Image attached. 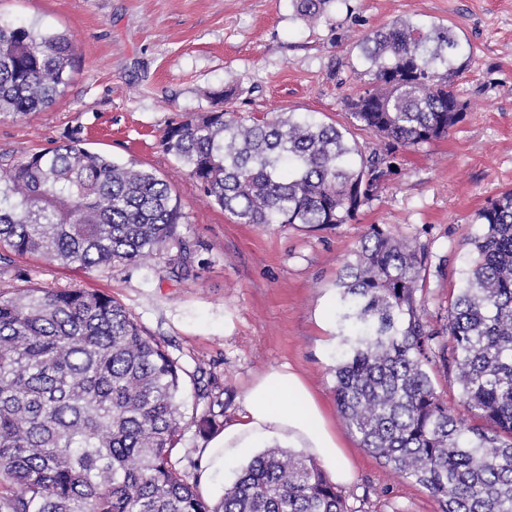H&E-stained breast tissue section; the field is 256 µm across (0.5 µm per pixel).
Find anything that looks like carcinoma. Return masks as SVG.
Wrapping results in <instances>:
<instances>
[{
	"instance_id": "cac0c4a2",
	"label": "carcinoma",
	"mask_w": 512,
	"mask_h": 512,
	"mask_svg": "<svg viewBox=\"0 0 512 512\" xmlns=\"http://www.w3.org/2000/svg\"><path fill=\"white\" fill-rule=\"evenodd\" d=\"M316 24L337 0H294ZM369 88L350 118L383 147L366 152L334 124L218 109L168 125L163 151L238 224H347L393 173L396 153L448 135L463 113L460 43L444 25L396 21L359 43ZM69 38L0 22V112L48 108L69 81ZM187 217L170 184L134 159L70 136L0 171V250L50 264L189 267ZM470 262L431 328L417 301L428 250L372 229L337 282L344 349L336 407L362 447L426 488L441 512H512V190L474 216ZM448 347L436 346L441 333ZM440 365L475 423L438 394ZM183 370L111 296L84 288L0 292V512H349L310 459L253 456L212 506L171 460Z\"/></svg>"
}]
</instances>
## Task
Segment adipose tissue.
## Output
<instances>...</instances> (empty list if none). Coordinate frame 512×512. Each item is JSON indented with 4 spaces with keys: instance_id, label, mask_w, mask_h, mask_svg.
I'll use <instances>...</instances> for the list:
<instances>
[{
    "instance_id": "adipose-tissue-1",
    "label": "adipose tissue",
    "mask_w": 512,
    "mask_h": 512,
    "mask_svg": "<svg viewBox=\"0 0 512 512\" xmlns=\"http://www.w3.org/2000/svg\"><path fill=\"white\" fill-rule=\"evenodd\" d=\"M240 422L227 427L208 446L212 470L259 445L304 448L317 455L338 483L351 481L354 464L311 389L293 371H272L244 395Z\"/></svg>"
}]
</instances>
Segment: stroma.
I'll return each mask as SVG.
<instances>
[{
	"instance_id": "1",
	"label": "stroma",
	"mask_w": 512,
	"mask_h": 512,
	"mask_svg": "<svg viewBox=\"0 0 512 512\" xmlns=\"http://www.w3.org/2000/svg\"><path fill=\"white\" fill-rule=\"evenodd\" d=\"M0 20L67 34L75 56L53 105L0 115V168L72 134L90 150L136 159L179 197L193 251L181 277L158 262L89 270L7 252L0 291L86 288L131 312L184 371L172 460L211 504L247 460L211 475L212 435L200 432L199 417L212 413L224 430L240 420L243 394L259 376L288 367L314 389L354 462L353 481L339 488L350 512H440L426 488L361 448L336 408V280L371 229L417 240L430 251L417 296L434 328L447 323L467 242L482 230L473 218L512 189V0H338L314 27L298 18L293 0H0ZM399 20L455 29L470 56L456 80L465 114L444 138L399 151V173L350 223H235L162 151L171 121L212 110V93L225 89L237 112L307 115L377 147L373 133L351 122L345 100L368 87L362 37Z\"/></svg>"
}]
</instances>
